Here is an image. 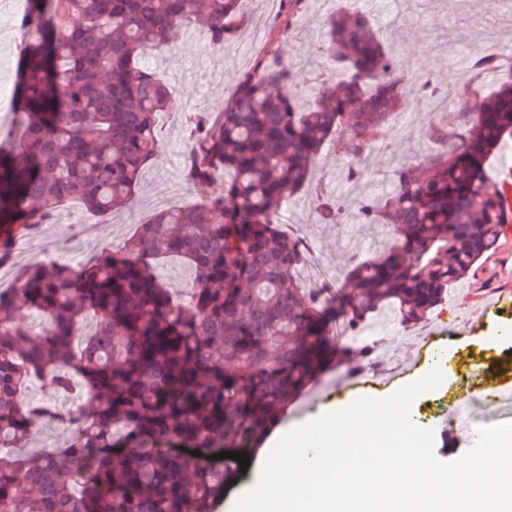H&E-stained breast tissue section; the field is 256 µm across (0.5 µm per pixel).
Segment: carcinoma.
Instances as JSON below:
<instances>
[{"instance_id": "1", "label": "carcinoma", "mask_w": 512, "mask_h": 512, "mask_svg": "<svg viewBox=\"0 0 512 512\" xmlns=\"http://www.w3.org/2000/svg\"><path fill=\"white\" fill-rule=\"evenodd\" d=\"M28 2L20 26L30 41L12 91L19 124L0 151V267H14L13 287L0 289V512H212L240 470L213 455L252 451L336 356L329 325H363L386 307L417 324L512 228V184L490 190L486 174L512 137V64L472 54L439 111L458 99L473 111L429 123L437 152L393 162L392 193L359 199V222L389 226L395 243L350 265L348 292L300 286L307 256L282 230V207L302 193L318 223H339L340 203L315 180L324 144L336 143L358 184L396 114L429 105L436 89L409 78L369 15L347 7L325 16L315 47L342 78L317 75L304 97L276 42L307 0H280L268 45L224 106L190 118L184 177L209 185L222 171L219 189L154 211L122 246L77 269L16 267V240L53 223L63 203L100 214L130 207L159 153L156 116L175 105L141 60L189 28L224 48L241 0ZM171 258L195 279L182 302L156 277ZM26 310L44 316L43 331L22 326ZM37 376L89 396L74 409L26 403ZM45 418L64 441L18 456Z\"/></svg>"}]
</instances>
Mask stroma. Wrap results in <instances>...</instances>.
<instances>
[{
    "label": "stroma",
    "instance_id": "1",
    "mask_svg": "<svg viewBox=\"0 0 512 512\" xmlns=\"http://www.w3.org/2000/svg\"><path fill=\"white\" fill-rule=\"evenodd\" d=\"M448 0H383L378 9L382 20L378 29L385 44L404 48L402 58L406 70L421 73L434 72L447 82H455L466 74L468 57L477 50L493 47L503 41L512 42V32L501 25L507 10H485L483 0H462L455 14H448ZM280 8L278 0H244L240 14L233 24L238 36L221 49L210 48L204 31H192L190 38H177L172 49L163 53L151 66L159 72L170 88H173L177 107L158 119L161 149L145 169L131 206L138 220H145L155 208V194L159 180H167L172 188L169 206H185L203 200L209 187H196L193 194H185L182 186L184 156L188 150L186 125L195 112H214L223 106L231 94L239 75L248 69L262 43L253 37L255 22L269 23ZM323 11L319 0H309L307 8L298 19L295 32L282 45L285 55L295 59L310 60V67L298 75L300 85H308L313 74L335 77L336 71L330 60L311 57V47L323 37L321 20ZM454 28L460 36L447 41L445 28ZM27 42L9 0H0V84L14 86L17 80L16 63ZM387 160L376 157L366 176L359 184L339 180L336 174V153L333 146H325L318 156L316 178L323 191L342 202L345 209H353L358 194L373 198L386 196L392 189L387 174ZM281 224H303L313 242L323 249L333 266L337 279H344L351 256L345 248L346 233H353L365 255L371 256L391 241L392 234L379 224H355L350 231H342L335 224L316 223L312 204L305 195H297L293 206L284 208L279 217ZM96 226L92 235H82L81 246L86 255L101 249L122 244L133 232V225L113 220L112 216H100L86 211L79 203L63 204L53 223L45 225L41 237L56 240V263L76 266L71 252L70 238L75 226ZM512 252V236L503 241L499 251L486 254L474 276L455 283L448 289L455 296L456 306L437 309L426 323L435 325L446 322L454 332L444 344L452 359L444 371L442 385L433 392L419 396L413 405V417L433 415L440 404L466 398L471 382L472 369L480 365L485 369L480 383L485 387L512 386V369L500 372L496 366L504 360H512V309L490 317L474 318L468 328H460L461 305L477 307L488 290L498 289L500 278L497 265L500 253ZM428 365L427 360H417L412 371L394 381L388 387L366 386L341 395L333 396L319 405L300 408V396H293L288 414L282 417L258 443L250 454V465L239 480L224 491L223 499L214 512H232L236 500L256 482L258 464L269 454L276 441L294 427L324 413L342 409L359 397L383 399L419 379Z\"/></svg>",
    "mask_w": 512,
    "mask_h": 512
}]
</instances>
